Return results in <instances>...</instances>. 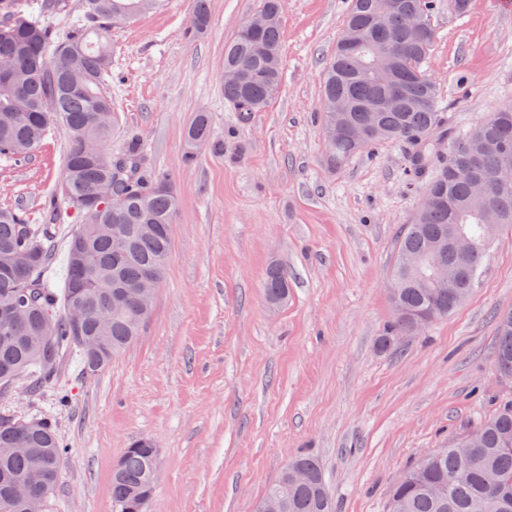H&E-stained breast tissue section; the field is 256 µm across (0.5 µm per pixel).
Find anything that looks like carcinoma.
Here are the masks:
<instances>
[{"mask_svg":"<svg viewBox=\"0 0 512 512\" xmlns=\"http://www.w3.org/2000/svg\"><path fill=\"white\" fill-rule=\"evenodd\" d=\"M0 12V64L13 69L11 83L0 84V158L29 156L47 138L51 128L62 125L68 132L61 186L62 198L45 202L47 223L33 224L22 209H0V310L26 303V322L12 341L0 342V386L6 388L27 377L31 388L53 385L63 359L79 353L82 369L95 375L138 338L150 315L155 295L128 293L123 306L117 297L135 288L148 271L163 278L171 253L173 219L178 200L169 181L149 182L141 175L144 157L134 144L112 157H89L83 141L102 144L112 136V99L103 88L112 59V26L156 8L161 0H82L84 23L60 35L44 18L59 9V0H38L37 11L19 7ZM416 9L425 22L422 32L408 30L397 18L389 27L373 19L379 0H352L344 31L360 29L367 40L356 52L334 51L324 72L321 101L325 124L336 121L332 103L350 105L343 119L373 127L361 145L342 139L325 150L324 163L344 167L355 155L382 142L412 147V172L418 179L432 169L433 160L448 147V160L439 173L426 180L424 193L434 205L419 211L406 225L398 241L396 261L388 288L397 308L393 323L381 337L382 347L394 348L397 337L415 332L413 317L422 312L431 321L448 317L469 295L479 276L481 261L490 244L484 234V213L498 209L500 224H512V107L490 114L469 134L458 137L443 121L438 90L422 70L435 39L429 20L433 0H398ZM266 45L270 54L253 51V40ZM250 39L239 30L224 47V66L247 70L243 83L224 84V100L242 119L261 111L281 84V25L271 24ZM390 51L384 62L374 45ZM402 87L401 98L377 112L361 105L378 103L392 84ZM213 135L207 115L199 113L187 130L190 145L208 144ZM100 208L87 212L78 207L97 193ZM74 209L81 223L69 239L62 288H47L43 270L55 258L56 221L61 205ZM127 228L125 249L113 242V228ZM468 238L475 256L467 274L438 288L433 282L434 261L457 272L461 262L448 247L430 251L433 242L449 232ZM81 245L84 264L74 262L73 247ZM34 252L37 260L21 278L7 267ZM424 259L409 269L405 257ZM269 302L288 295V273L274 265L265 281ZM80 307L85 321L75 332L69 316ZM496 370L512 379V312L497 321ZM469 446L462 440L433 455L422 456L399 482L392 484L386 512H512V401L498 405L494 414L473 431ZM66 445L49 419L23 421L0 418V512H26L14 496V486L28 482L45 497L58 483ZM154 448L136 440L112 468V512H145L156 481ZM288 467L305 474L292 482L282 473L268 486L264 497L281 496L285 512H336L318 461L307 453L296 456Z\"/></svg>","mask_w":512,"mask_h":512,"instance_id":"1","label":"carcinoma"}]
</instances>
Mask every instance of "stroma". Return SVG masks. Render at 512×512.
Masks as SVG:
<instances>
[{
	"label": "stroma",
	"instance_id": "obj_1",
	"mask_svg": "<svg viewBox=\"0 0 512 512\" xmlns=\"http://www.w3.org/2000/svg\"><path fill=\"white\" fill-rule=\"evenodd\" d=\"M208 2L201 34L196 0H162L112 30L106 150L140 142L146 177L179 198L151 317L98 374H82L72 353L52 388L16 380L0 417H50L68 446L47 512H112V466L142 437L158 450L147 512H254L302 452L318 459L336 512H385L395 478L512 399L495 369L497 319L512 311V229L455 312L382 350L397 240L424 187L403 144L339 170L322 161V74L350 0H284L281 87L246 121L224 100V45L260 0ZM431 25L422 68L460 136L512 106V7L472 0L460 15L435 0ZM200 112L221 146L191 154L185 130ZM67 144L58 126L28 159H0V208L40 223ZM274 263L289 283L276 305L264 292Z\"/></svg>",
	"mask_w": 512,
	"mask_h": 512
}]
</instances>
